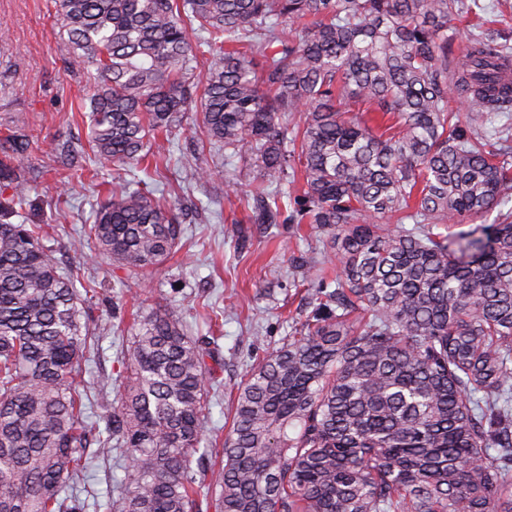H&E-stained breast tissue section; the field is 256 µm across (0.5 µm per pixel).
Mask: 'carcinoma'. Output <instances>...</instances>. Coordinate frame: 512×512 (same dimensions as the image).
<instances>
[{"mask_svg": "<svg viewBox=\"0 0 512 512\" xmlns=\"http://www.w3.org/2000/svg\"><path fill=\"white\" fill-rule=\"evenodd\" d=\"M54 2L67 68L100 75L98 160L170 165L196 102L227 157L255 146V223L284 214L268 188L299 181L288 223L326 230L332 252L307 270L311 316L238 386L208 481L193 463L218 337L160 304L137 316L124 373L93 382L107 436L91 449L80 360L97 288L59 272L43 225L1 221L0 512H86L70 483L114 452L128 466L107 512H201L208 483L215 512H512V167L485 135L512 110L506 48L474 38L448 69L462 0ZM194 25L209 34L199 79ZM0 180L12 214L32 178L0 163ZM179 234L152 190L124 183L88 229L130 271L163 264Z\"/></svg>", "mask_w": 512, "mask_h": 512, "instance_id": "1", "label": "carcinoma"}]
</instances>
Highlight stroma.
I'll list each match as a JSON object with an SVG mask.
<instances>
[{
	"label": "stroma",
	"instance_id": "35a3bbf8",
	"mask_svg": "<svg viewBox=\"0 0 512 512\" xmlns=\"http://www.w3.org/2000/svg\"><path fill=\"white\" fill-rule=\"evenodd\" d=\"M479 11L456 19L451 61L483 31V20L506 17L512 47V0H478ZM0 143L24 135L28 146L16 163L35 182L13 223L55 224L50 246L61 271L76 262L70 248L86 225L95 221L112 189V169L95 158L82 120V106L98 78L96 69L70 72L60 50L53 0H0ZM70 147L67 155H46L48 144ZM179 167L180 191L170 192L154 168L136 169L131 180L150 181L160 203L174 207L182 228L176 251L160 267L133 274L84 251V268L98 293L90 302V322L98 350L85 361L88 378L117 374V357L130 340L132 314L163 303L187 326L189 335L218 339L223 385L206 420V441L223 439L233 413L237 387L252 364L280 346L293 322L312 311L303 272L331 250L328 233L309 225L256 224L251 220L250 184L257 174L255 152L243 145L233 158L207 138L199 112L186 113L170 137ZM216 170L212 180L198 179L199 169Z\"/></svg>",
	"mask_w": 512,
	"mask_h": 512
}]
</instances>
